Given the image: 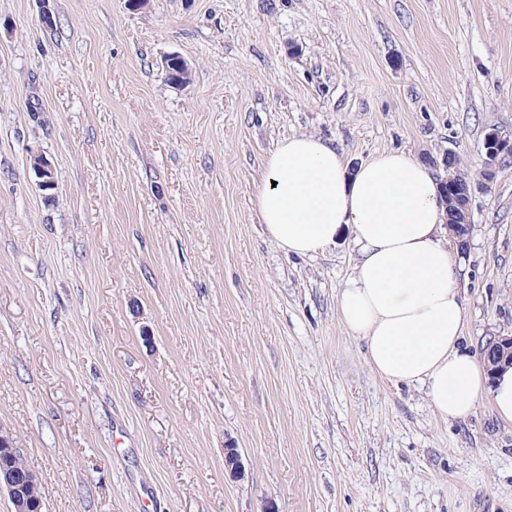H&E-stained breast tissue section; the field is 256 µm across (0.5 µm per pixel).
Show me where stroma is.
<instances>
[{"label":"stroma","mask_w":512,"mask_h":512,"mask_svg":"<svg viewBox=\"0 0 512 512\" xmlns=\"http://www.w3.org/2000/svg\"><path fill=\"white\" fill-rule=\"evenodd\" d=\"M493 129L512 139V0H0V427L44 512H512V425L379 377L338 324L349 237L296 256L253 208L293 135L352 168L456 154L475 353L512 335ZM485 147L488 148L485 150L484 176L492 178L499 159L505 155H512V142L510 139L502 137L497 131L492 130L486 136ZM30 161L32 169L38 178L37 185L39 189L43 191L47 189H54L45 191L47 198H51V195L57 189V183L54 178V172L51 163L43 155L40 154H32L30 156Z\"/></svg>","instance_id":"stroma-1"}]
</instances>
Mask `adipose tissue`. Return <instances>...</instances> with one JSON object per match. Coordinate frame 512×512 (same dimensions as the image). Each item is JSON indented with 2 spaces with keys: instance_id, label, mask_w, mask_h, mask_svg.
Instances as JSON below:
<instances>
[{
  "instance_id": "ef3b65f1",
  "label": "adipose tissue",
  "mask_w": 512,
  "mask_h": 512,
  "mask_svg": "<svg viewBox=\"0 0 512 512\" xmlns=\"http://www.w3.org/2000/svg\"><path fill=\"white\" fill-rule=\"evenodd\" d=\"M253 205L269 236L293 254L321 252L350 234L358 259L337 297L339 324L364 342L379 376L424 384L444 417L468 416L485 396L512 423V369L489 376L461 345L458 269L427 165L388 151L352 170L322 139L292 136L268 156Z\"/></svg>"
}]
</instances>
